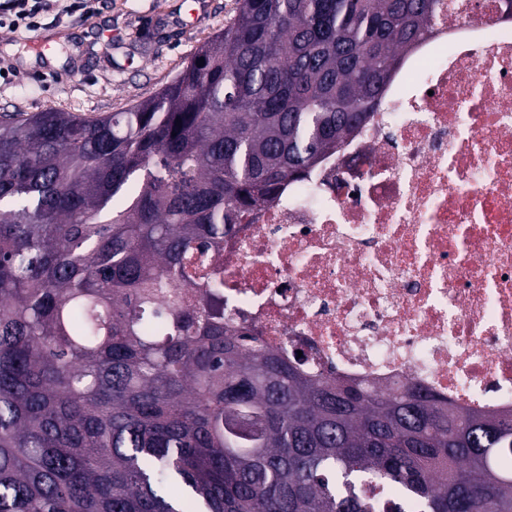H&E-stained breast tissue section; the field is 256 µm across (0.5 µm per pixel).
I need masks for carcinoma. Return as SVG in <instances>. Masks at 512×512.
Here are the masks:
<instances>
[{"label": "carcinoma", "instance_id": "1", "mask_svg": "<svg viewBox=\"0 0 512 512\" xmlns=\"http://www.w3.org/2000/svg\"><path fill=\"white\" fill-rule=\"evenodd\" d=\"M443 5L238 0L144 101L0 115V512H512L511 415L224 322V239L342 149Z\"/></svg>", "mask_w": 512, "mask_h": 512}]
</instances>
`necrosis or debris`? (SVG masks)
I'll return each mask as SVG.
<instances>
[{
    "label": "necrosis or debris",
    "mask_w": 512,
    "mask_h": 512,
    "mask_svg": "<svg viewBox=\"0 0 512 512\" xmlns=\"http://www.w3.org/2000/svg\"><path fill=\"white\" fill-rule=\"evenodd\" d=\"M224 314L308 372L512 412V16L469 0L224 242Z\"/></svg>",
    "instance_id": "1"
}]
</instances>
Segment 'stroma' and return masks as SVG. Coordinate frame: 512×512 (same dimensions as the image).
<instances>
[{"mask_svg":"<svg viewBox=\"0 0 512 512\" xmlns=\"http://www.w3.org/2000/svg\"><path fill=\"white\" fill-rule=\"evenodd\" d=\"M238 0H92L0 27V113L98 117L154 95L221 32Z\"/></svg>","mask_w":512,"mask_h":512,"instance_id":"35a3bbf8","label":"stroma"}]
</instances>
